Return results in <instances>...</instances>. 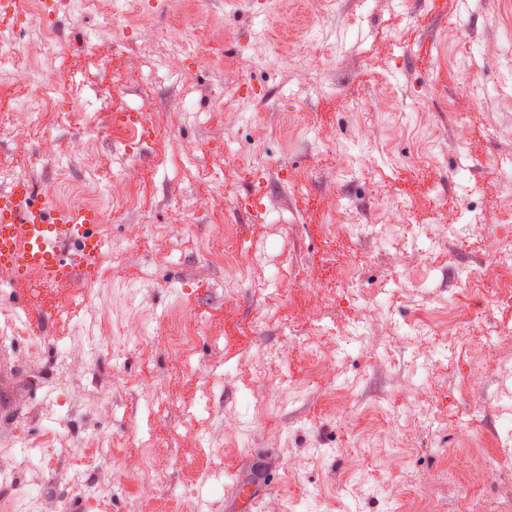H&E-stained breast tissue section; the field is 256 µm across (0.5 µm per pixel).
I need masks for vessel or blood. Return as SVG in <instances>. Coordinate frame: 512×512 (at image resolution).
<instances>
[{
  "label": "vessel or blood",
  "instance_id": "vessel-or-blood-1",
  "mask_svg": "<svg viewBox=\"0 0 512 512\" xmlns=\"http://www.w3.org/2000/svg\"><path fill=\"white\" fill-rule=\"evenodd\" d=\"M100 221L93 212L79 217L49 208L30 185L0 193V277L18 281L35 271L65 286L94 271L104 246Z\"/></svg>",
  "mask_w": 512,
  "mask_h": 512
}]
</instances>
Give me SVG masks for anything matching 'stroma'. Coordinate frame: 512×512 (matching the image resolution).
I'll use <instances>...</instances> for the list:
<instances>
[{"mask_svg":"<svg viewBox=\"0 0 512 512\" xmlns=\"http://www.w3.org/2000/svg\"><path fill=\"white\" fill-rule=\"evenodd\" d=\"M114 2L58 15L69 92L145 109L152 138L81 150L90 135L54 94L0 126V167L43 189L65 166L118 211L93 281L0 289L13 317L0 349L21 386L0 425V498L15 512H100L104 495L109 512L134 499L197 512L219 461L206 512H247L244 487L259 512H416V491L433 512H460L468 494L474 512H512V471L488 470L512 468V302L462 305L456 277L484 263L495 233L512 252V0H199L189 96L157 65L185 5L167 0L84 49ZM296 46L328 49L320 86L282 63ZM256 57L274 69L246 72ZM247 195L261 221L235 208ZM185 199L195 212L179 211ZM349 270L354 293L339 286ZM451 307L462 333L450 350L412 339L423 312ZM175 311L201 321L184 351L168 343ZM392 410L396 428L380 427ZM93 435L109 460L92 463Z\"/></svg>","mask_w":512,"mask_h":512,"instance_id":"obj_1","label":"stroma"}]
</instances>
